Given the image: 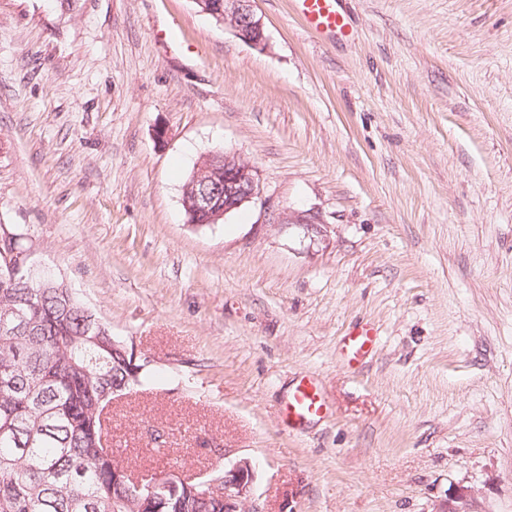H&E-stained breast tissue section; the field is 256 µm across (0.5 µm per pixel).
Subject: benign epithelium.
<instances>
[{
  "label": "benign epithelium",
  "mask_w": 512,
  "mask_h": 512,
  "mask_svg": "<svg viewBox=\"0 0 512 512\" xmlns=\"http://www.w3.org/2000/svg\"><path fill=\"white\" fill-rule=\"evenodd\" d=\"M206 14H212L222 25L230 26L243 41L254 47L266 45L264 25L253 8L254 0H194ZM202 186L186 203L187 223L203 215L207 222L216 224L226 215L252 202L260 193L254 167L237 155L224 153V178L198 174ZM256 472L251 462L240 459L220 471L202 477L195 483L194 492L202 499L221 500L224 512H266L254 496ZM442 512H480L476 508L473 491L461 486Z\"/></svg>",
  "instance_id": "benign-epithelium-1"
}]
</instances>
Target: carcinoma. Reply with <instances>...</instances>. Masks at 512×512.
<instances>
[{"label": "carcinoma", "mask_w": 512, "mask_h": 512, "mask_svg": "<svg viewBox=\"0 0 512 512\" xmlns=\"http://www.w3.org/2000/svg\"><path fill=\"white\" fill-rule=\"evenodd\" d=\"M27 252L19 236L0 237V313L26 321L0 327V512H223L184 486L136 488L110 445L112 386L143 385L147 369L133 345L100 321L62 280L37 268L13 274L1 254Z\"/></svg>", "instance_id": "carcinoma-1"}]
</instances>
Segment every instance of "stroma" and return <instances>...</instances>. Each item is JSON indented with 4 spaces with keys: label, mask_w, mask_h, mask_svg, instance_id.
<instances>
[{
    "label": "stroma",
    "mask_w": 512,
    "mask_h": 512,
    "mask_svg": "<svg viewBox=\"0 0 512 512\" xmlns=\"http://www.w3.org/2000/svg\"><path fill=\"white\" fill-rule=\"evenodd\" d=\"M253 6L262 49L193 0H0V230L148 357L109 425L136 471L246 458L267 512L461 485L512 512V0H350L347 38ZM219 149L261 193L188 224ZM308 378L326 410L293 429ZM374 335L373 328L367 324L356 328L349 334L343 346L348 363L359 361L369 352Z\"/></svg>",
    "instance_id": "1"
}]
</instances>
